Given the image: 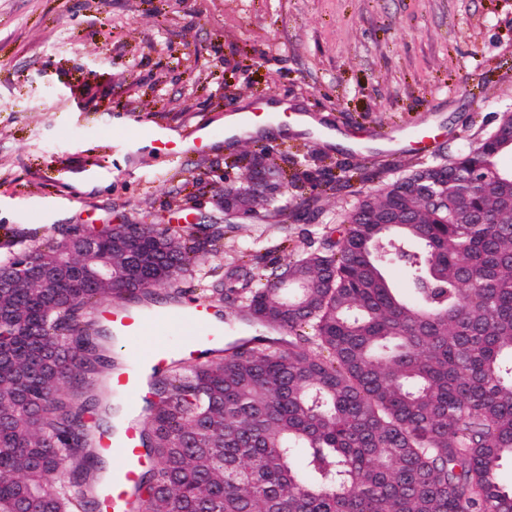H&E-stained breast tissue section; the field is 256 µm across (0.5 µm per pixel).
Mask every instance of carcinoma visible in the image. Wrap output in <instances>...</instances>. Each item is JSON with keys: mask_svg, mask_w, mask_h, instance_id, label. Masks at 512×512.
<instances>
[{"mask_svg": "<svg viewBox=\"0 0 512 512\" xmlns=\"http://www.w3.org/2000/svg\"><path fill=\"white\" fill-rule=\"evenodd\" d=\"M504 155L495 131L442 166L433 202L389 185L323 250L212 286L297 342L242 338L150 376L140 512H512L497 476L512 458V216L490 182ZM461 177L482 182L469 224ZM400 205L415 223H367ZM222 237L75 227L0 257V512H97L96 434L125 414L108 375L119 338L94 309L204 281ZM402 260L412 302L385 276Z\"/></svg>", "mask_w": 512, "mask_h": 512, "instance_id": "cac0c4a2", "label": "carcinoma"}]
</instances>
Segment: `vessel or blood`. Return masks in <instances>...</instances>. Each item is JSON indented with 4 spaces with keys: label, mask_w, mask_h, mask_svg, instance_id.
<instances>
[{
    "label": "vessel or blood",
    "mask_w": 512,
    "mask_h": 512,
    "mask_svg": "<svg viewBox=\"0 0 512 512\" xmlns=\"http://www.w3.org/2000/svg\"><path fill=\"white\" fill-rule=\"evenodd\" d=\"M149 143L153 149L175 157L182 153L179 139L163 130L153 131ZM212 314L211 306L200 300L184 303L181 309L174 311H144L123 305L99 308L97 318L115 335L121 336L130 349L125 367L114 371L110 377L113 391L126 396L130 408L145 403L150 392L142 379L141 368L146 364L166 367L172 355L170 346L162 340L167 329L180 320H188L198 330L200 347H211L218 344L222 333L221 328L213 325ZM96 451L103 456L120 458L119 465L112 469L111 481L99 490L98 512H134L141 475L147 467L136 421H129L120 437H98Z\"/></svg>",
    "instance_id": "1"
}]
</instances>
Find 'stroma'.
I'll return each mask as SVG.
<instances>
[{"instance_id": "stroma-1", "label": "stroma", "mask_w": 512, "mask_h": 512, "mask_svg": "<svg viewBox=\"0 0 512 512\" xmlns=\"http://www.w3.org/2000/svg\"><path fill=\"white\" fill-rule=\"evenodd\" d=\"M279 100L348 137L281 123L224 150V117ZM512 111V0H0V254L78 227L224 228L209 267L253 274L320 250L368 193L442 165ZM204 155L168 160L143 137L167 128ZM433 126L436 148L383 160L351 139ZM306 182L227 227L240 152ZM257 240L245 249V237Z\"/></svg>"}]
</instances>
